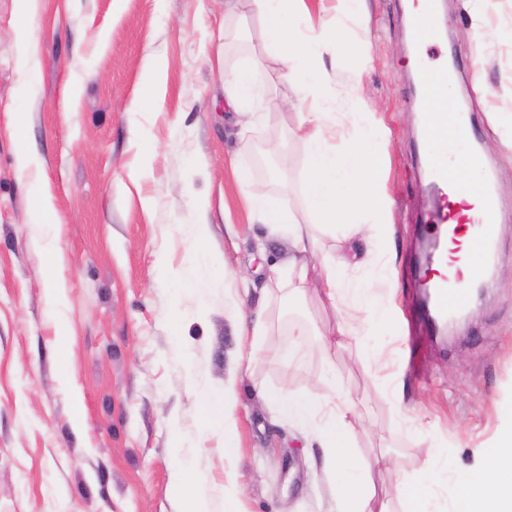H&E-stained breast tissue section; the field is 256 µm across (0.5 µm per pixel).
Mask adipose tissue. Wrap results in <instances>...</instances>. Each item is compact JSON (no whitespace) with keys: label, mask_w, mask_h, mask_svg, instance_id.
<instances>
[{"label":"adipose tissue","mask_w":512,"mask_h":512,"mask_svg":"<svg viewBox=\"0 0 512 512\" xmlns=\"http://www.w3.org/2000/svg\"><path fill=\"white\" fill-rule=\"evenodd\" d=\"M339 2L340 15L335 19L313 16L305 0L224 2L229 22L224 30L225 44L245 41L250 21H258L276 73L288 88L283 99L299 110L294 124L269 150L284 157L290 145L304 148L306 165L300 180L302 214L271 208L266 191L261 189L250 192L246 199L253 223L267 225L271 232L286 237L295 253L274 276L276 298L283 304L304 296L310 270L300 257L318 249L322 228L358 214L362 220L347 225L348 234L376 240L390 234L391 202L377 173L385 140L375 112L357 98L344 112L330 111L327 106L332 78L324 64L325 56L337 58L347 54L362 64L369 58L368 43L347 40L342 26L343 16L349 15L362 0ZM257 96L253 71L225 70L224 98L235 114L238 143L244 151L251 148L250 133L261 118L250 107ZM344 134L349 142L344 149H337L335 141ZM467 170L470 191L456 197L455 202L460 205V214L466 217L469 227L449 234L448 261L463 276L476 280L480 269L471 257L474 242L471 226L484 221L485 216L476 206L481 189L480 167L471 164ZM354 306L356 315L338 322L334 333L323 335L326 353L335 352L343 338L367 337L371 329L366 320L369 314H376L383 325L391 321L390 306H374L367 290H359ZM338 395V389L334 388L322 396L278 402L277 409L282 416L315 423L327 472H335L342 465L349 467V476L340 489L337 512H389L377 495L371 463L359 462L352 451L351 431L356 409L348 403L337 404ZM480 456V470L472 475L470 488L458 504L460 512H512V424L501 427L493 445L482 449Z\"/></svg>","instance_id":"adipose-tissue-1"}]
</instances>
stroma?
I'll return each mask as SVG.
<instances>
[{
  "label": "stroma",
  "instance_id": "35a3bbf8",
  "mask_svg": "<svg viewBox=\"0 0 512 512\" xmlns=\"http://www.w3.org/2000/svg\"><path fill=\"white\" fill-rule=\"evenodd\" d=\"M443 3L446 40L414 54L403 0H365L347 26L369 42L371 61L341 58L331 85L338 101L353 94L376 110L387 143L384 271L356 265L364 240L320 238L345 260L348 287L372 281L377 299L398 306L375 333L381 360L352 339L335 357L359 414L354 449L384 456L376 483L392 512H411L423 496L431 512H454L480 449L512 422V0ZM17 30L31 32L37 63L20 65ZM251 36L225 52L224 0H39L32 16L20 0H0V512H183L171 486L184 473L209 512H224L233 472L245 512H336L341 476L325 474L313 434L277 417L271 400L283 389L325 392L319 333L340 313L318 288L290 306L264 299L292 251L250 223L245 198L261 186L272 207H298L305 156L291 146L283 166L265 154L296 119L276 102L251 151H237L224 68L260 50L259 29ZM152 55L163 65L158 102L145 96ZM450 59L448 107H466L470 138L498 174L503 217L489 294L441 344L418 309L424 196L409 76ZM23 150L43 162L44 224L30 221ZM201 222L209 236L199 246ZM237 300L273 324L247 372L237 364ZM293 320L313 334L285 366Z\"/></svg>",
  "mask_w": 512,
  "mask_h": 512
}]
</instances>
